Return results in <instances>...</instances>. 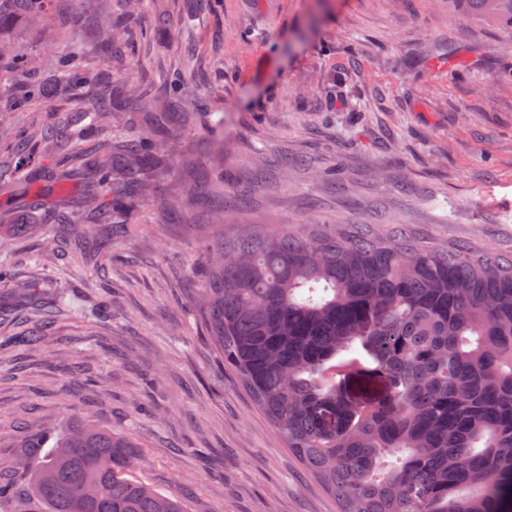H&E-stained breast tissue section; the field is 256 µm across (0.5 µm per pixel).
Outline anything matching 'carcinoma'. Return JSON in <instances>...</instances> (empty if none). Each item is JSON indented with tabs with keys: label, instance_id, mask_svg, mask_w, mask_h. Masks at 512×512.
<instances>
[{
	"label": "carcinoma",
	"instance_id": "cac0c4a2",
	"mask_svg": "<svg viewBox=\"0 0 512 512\" xmlns=\"http://www.w3.org/2000/svg\"><path fill=\"white\" fill-rule=\"evenodd\" d=\"M475 17L512 28V0H463ZM54 0H0V33L15 15H46ZM108 51L120 35L97 23ZM17 106L30 62L15 56ZM61 90L83 82L64 65ZM137 104L98 100L105 121ZM63 127L14 134L17 164ZM154 138L76 156L94 218L113 221L115 175L149 164ZM205 272L204 320L288 451L338 512H512V249L437 245L398 228L299 224L217 238ZM31 493L46 512H184L128 476L134 444L93 423L29 435Z\"/></svg>",
	"mask_w": 512,
	"mask_h": 512
}]
</instances>
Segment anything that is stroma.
I'll return each mask as SVG.
<instances>
[{
  "label": "stroma",
  "instance_id": "obj_1",
  "mask_svg": "<svg viewBox=\"0 0 512 512\" xmlns=\"http://www.w3.org/2000/svg\"><path fill=\"white\" fill-rule=\"evenodd\" d=\"M105 14L124 32L118 59L94 39ZM8 40L36 81L72 55L88 81L13 112L1 56V128H89L108 85L140 101L113 113V142L153 130L157 159L139 168L148 189L127 198L133 228L116 240L83 179L47 176L95 138L41 146L19 173L0 139V263L14 273L0 286V464L26 456L29 432L92 417L131 436L130 477L184 512H336L200 320L215 227L232 239L328 219L511 247L512 29L448 0H57ZM195 183L203 194L170 221ZM28 327L44 334L33 352L13 342Z\"/></svg>",
  "mask_w": 512,
  "mask_h": 512
}]
</instances>
